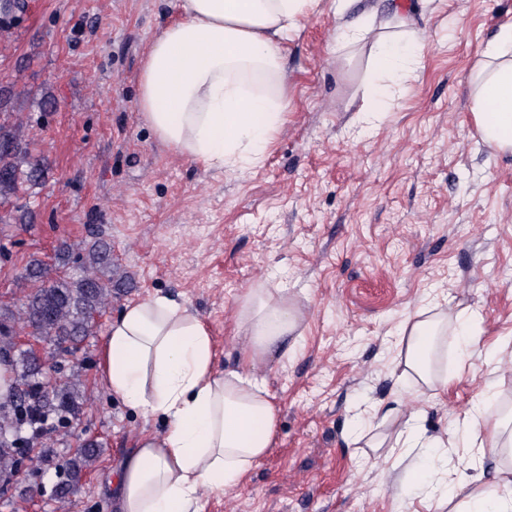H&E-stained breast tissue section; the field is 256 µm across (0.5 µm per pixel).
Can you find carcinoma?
Masks as SVG:
<instances>
[{
    "instance_id": "carcinoma-1",
    "label": "carcinoma",
    "mask_w": 512,
    "mask_h": 512,
    "mask_svg": "<svg viewBox=\"0 0 512 512\" xmlns=\"http://www.w3.org/2000/svg\"><path fill=\"white\" fill-rule=\"evenodd\" d=\"M45 167L32 158L20 126L0 124V201L24 194L44 179ZM73 274L54 279L38 260L20 273L37 287L25 296L18 311L0 308V355L10 356L12 384L0 396V478L13 476L27 493L38 485L42 465L51 450L41 449L37 460L23 466L24 449L38 444L43 425L65 429L87 403L82 383L71 372L78 345L95 332V316L112 302V246L104 240L60 248ZM23 324L47 346L40 353L14 348L16 325ZM94 439L78 443L75 455L58 466L52 496L65 500L78 493L83 476L100 455Z\"/></svg>"
}]
</instances>
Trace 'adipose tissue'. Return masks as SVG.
<instances>
[{
	"mask_svg": "<svg viewBox=\"0 0 512 512\" xmlns=\"http://www.w3.org/2000/svg\"><path fill=\"white\" fill-rule=\"evenodd\" d=\"M319 0H175L173 18L150 43L140 73V110L156 137L208 169L257 166L283 125V58ZM421 37L402 30L370 48L377 77L369 111L389 107L420 60ZM479 135L512 156V24L502 25L476 64L471 92ZM306 319L283 288L250 289L234 319L247 359L216 367L213 339L191 306L154 294L111 321L101 361L109 392L160 419L126 458L117 512H202V493L236 487L272 444L278 411L261 375L269 358L295 350ZM439 322L418 309L402 327L399 366L427 389L446 387L432 372ZM455 512H512V466L494 476L461 474Z\"/></svg>",
	"mask_w": 512,
	"mask_h": 512,
	"instance_id": "ef3b65f1",
	"label": "adipose tissue"
}]
</instances>
